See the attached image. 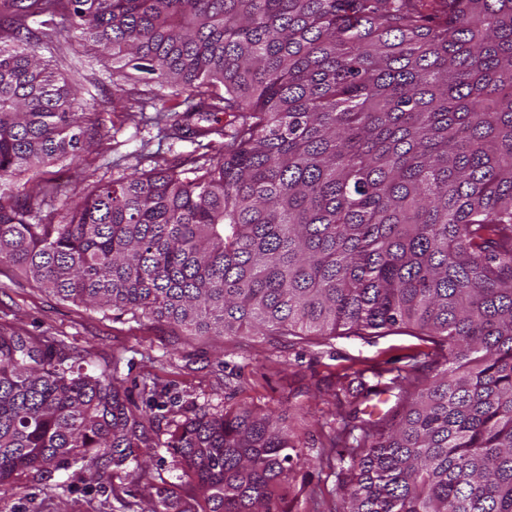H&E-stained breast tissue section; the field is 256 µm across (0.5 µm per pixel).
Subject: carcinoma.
I'll return each mask as SVG.
<instances>
[{"label": "carcinoma", "instance_id": "1", "mask_svg": "<svg viewBox=\"0 0 512 512\" xmlns=\"http://www.w3.org/2000/svg\"><path fill=\"white\" fill-rule=\"evenodd\" d=\"M58 20L151 75L137 112L204 162L99 180L58 223L21 197L100 136L32 49ZM2 35L0 262L191 332L417 329L434 373L395 368L387 422L348 428L341 512H512V0H0ZM90 365L0 331V497L25 471L110 483L108 458L133 482L165 447L201 512H291L315 461L281 418L199 406L163 441L143 414L161 394L138 406ZM336 385L350 407L374 392Z\"/></svg>", "mask_w": 512, "mask_h": 512}]
</instances>
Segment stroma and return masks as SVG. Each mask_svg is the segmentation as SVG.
Segmentation results:
<instances>
[{"mask_svg": "<svg viewBox=\"0 0 512 512\" xmlns=\"http://www.w3.org/2000/svg\"><path fill=\"white\" fill-rule=\"evenodd\" d=\"M37 36L39 56H52L64 75H82L92 99L88 115L103 134L92 154L52 166V178L62 183L54 201L56 219L66 215L75 192L101 178L150 165H199L196 144L164 139L152 120L128 118L113 95L111 59L81 29L43 27ZM1 328L36 340H61L70 350L89 354L96 371L116 373L133 402H141L147 387L167 388V406L151 412L162 425L202 404L215 412L246 406L285 418L292 437L316 461L292 473L291 512H339L345 474L333 446L335 433L328 427L338 376L360 371L373 385L378 372L403 365L427 348L415 337L396 333L192 335L140 313L61 300L9 263H0ZM60 482L70 484V491L57 490ZM152 484L170 488L181 503L191 500L173 449L159 448L144 463L137 485L116 478L103 487L70 470L49 479L19 474L0 512H147Z\"/></svg>", "mask_w": 512, "mask_h": 512, "instance_id": "obj_1", "label": "stroma"}]
</instances>
